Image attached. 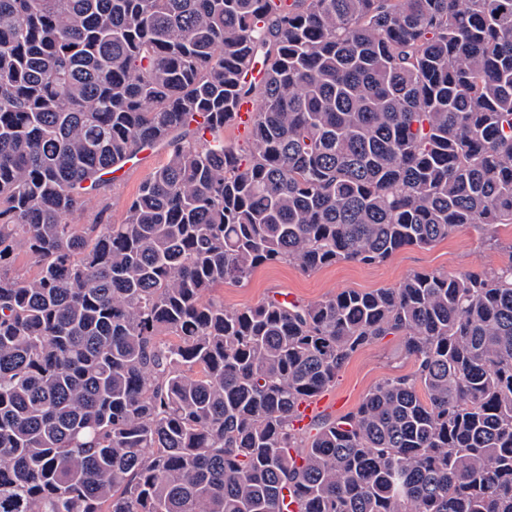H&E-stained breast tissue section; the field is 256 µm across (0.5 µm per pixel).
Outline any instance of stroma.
Returning <instances> with one entry per match:
<instances>
[{
	"label": "stroma",
	"instance_id": "obj_1",
	"mask_svg": "<svg viewBox=\"0 0 512 512\" xmlns=\"http://www.w3.org/2000/svg\"><path fill=\"white\" fill-rule=\"evenodd\" d=\"M164 160V152L156 150L144 159L140 169L115 173L106 195L87 200L82 210L72 216V223L92 224L101 219L120 223L125 205L135 195L140 182ZM497 238L498 246H490L482 228L466 226L431 247H409L374 265L341 262L315 272H304L288 263L267 265L260 267L245 284L225 285L216 294L229 309L250 306L267 298L314 303L350 288L368 291L391 287L416 271H480L499 265L506 257V248L512 244V225L500 227ZM413 369L414 362L406 358L401 337L376 340L357 351L344 365L335 386L327 392L330 403L324 412L338 417L353 411L379 379L408 374Z\"/></svg>",
	"mask_w": 512,
	"mask_h": 512
}]
</instances>
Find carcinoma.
I'll use <instances>...</instances> for the list:
<instances>
[{
	"mask_svg": "<svg viewBox=\"0 0 512 512\" xmlns=\"http://www.w3.org/2000/svg\"><path fill=\"white\" fill-rule=\"evenodd\" d=\"M157 145L121 223L69 222ZM471 224H512V0H0V512H512V246L213 295ZM388 335L412 373L297 425ZM497 238L501 247L490 246L482 228L466 226L431 247H409L374 265L341 262L315 272H303L288 263L267 265L244 285L226 284L215 294L224 299V307L229 309L267 298L314 303L350 288L368 291L391 287L416 271H480L499 265L507 256L512 225L501 226Z\"/></svg>",
	"mask_w": 512,
	"mask_h": 512,
	"instance_id": "carcinoma-1",
	"label": "carcinoma"
}]
</instances>
